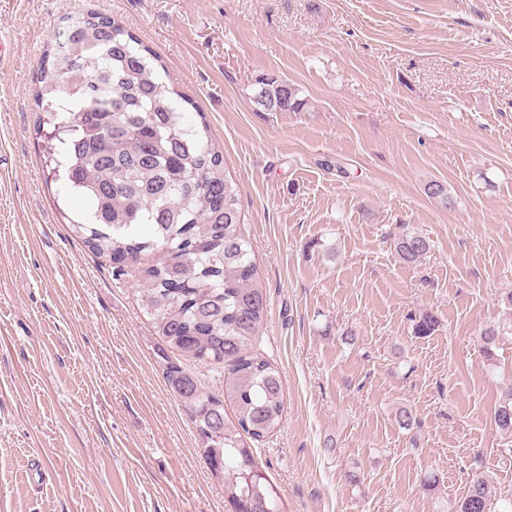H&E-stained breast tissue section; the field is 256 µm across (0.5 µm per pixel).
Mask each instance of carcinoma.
I'll list each match as a JSON object with an SVG mask.
<instances>
[{
    "instance_id": "1",
    "label": "carcinoma",
    "mask_w": 512,
    "mask_h": 512,
    "mask_svg": "<svg viewBox=\"0 0 512 512\" xmlns=\"http://www.w3.org/2000/svg\"><path fill=\"white\" fill-rule=\"evenodd\" d=\"M160 59L121 21L94 11L70 15L40 64L35 103L47 115L46 167L91 208L69 219L75 235L116 264L137 268L142 307L162 340L164 377L190 412L201 450L222 479L236 512H281L277 491L258 473L245 437L261 440L280 423L284 394L278 368L253 350L266 320L267 295L241 229L240 191L228 178L223 153L206 122L175 99ZM253 101L262 112H301L299 90L276 76L258 80ZM428 197L451 203L446 186L431 181ZM394 249L415 265L429 241L402 231ZM159 260L138 267L144 252ZM224 368L218 395L167 354ZM235 419L224 415V402ZM494 424L512 435V389L494 410ZM492 490L472 479L457 512H490Z\"/></svg>"
}]
</instances>
